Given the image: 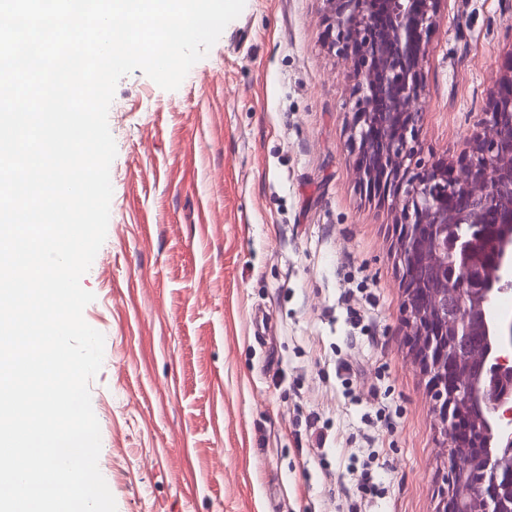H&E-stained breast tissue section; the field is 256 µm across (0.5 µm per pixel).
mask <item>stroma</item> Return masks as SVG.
<instances>
[{
  "instance_id": "stroma-1",
  "label": "stroma",
  "mask_w": 512,
  "mask_h": 512,
  "mask_svg": "<svg viewBox=\"0 0 512 512\" xmlns=\"http://www.w3.org/2000/svg\"><path fill=\"white\" fill-rule=\"evenodd\" d=\"M332 18L327 0H246L177 90L139 70L117 84L110 218L81 279L117 512H439L444 436L403 321L398 212L358 182ZM510 73L512 0H442L426 155L456 163Z\"/></svg>"
}]
</instances>
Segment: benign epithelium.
I'll return each mask as SVG.
<instances>
[{
  "mask_svg": "<svg viewBox=\"0 0 512 512\" xmlns=\"http://www.w3.org/2000/svg\"><path fill=\"white\" fill-rule=\"evenodd\" d=\"M332 46L358 93L351 146L366 189L400 210L403 314L447 437L440 512H512V75L497 81L461 170L428 164L419 142L420 65L440 0H326Z\"/></svg>",
  "mask_w": 512,
  "mask_h": 512,
  "instance_id": "obj_1",
  "label": "benign epithelium"
}]
</instances>
